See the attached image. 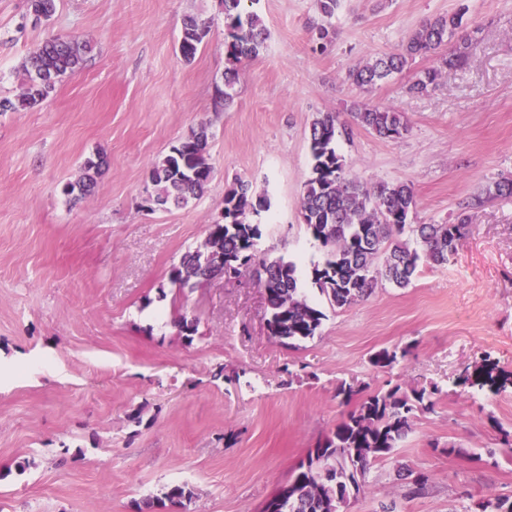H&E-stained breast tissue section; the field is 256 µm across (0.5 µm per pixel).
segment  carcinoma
<instances>
[{
    "label": "carcinoma",
    "mask_w": 512,
    "mask_h": 512,
    "mask_svg": "<svg viewBox=\"0 0 512 512\" xmlns=\"http://www.w3.org/2000/svg\"><path fill=\"white\" fill-rule=\"evenodd\" d=\"M241 2L221 0L227 28V67L224 88H216V93L226 102L232 98L240 64L256 56L267 39L260 17L254 12L242 13ZM28 10L35 21L46 22L56 11V0H28ZM466 13L467 7L462 5L448 16L424 21L401 49L349 70L348 80L364 87L402 71L409 60L439 49L448 35L467 28ZM207 33L206 22L191 16L183 20L180 46L185 61L194 59ZM478 33L479 28L470 29L466 42L444 58L442 66H464L466 43ZM86 49L83 41L58 36L34 45L21 63L26 77L22 93L12 100L0 99V112L39 107L55 90L56 82L81 65ZM439 75L440 69L434 67L422 71L409 91H427ZM351 116L381 139L396 140L409 132L403 113L391 107L357 104ZM348 134V125L337 112H323L314 119L309 134L311 176L304 184L300 204L304 224L327 252L323 264L311 268L312 284L339 309L370 296L383 282L408 287L421 260L436 266L447 263L468 229L466 215L455 224L409 223L417 209L411 186L403 182L368 186L358 180L336 152V140ZM207 139V130L202 127L152 165L149 179L155 204H186L204 194L212 179V168L205 158ZM103 163L101 157L87 160L81 178L67 184L64 192L74 201L90 195ZM269 208L268 198L254 195L250 183L237 182L224 196V223L208 225L204 243L183 254L170 273V281L193 289L215 279L235 278L241 269L258 264L262 270L258 285L265 292L270 313V335L289 345L314 337L325 314L309 301L296 262L259 255L256 243L262 230L248 216ZM456 385L498 393L512 387V372L484 357L465 369ZM362 392L363 388L345 383L336 389L341 404L354 401L356 405L332 434L318 441L295 466L285 482L288 495L277 512H344L349 495L336 492V483L344 488L351 485L353 494H358L371 465L388 458L408 436L417 413L434 408L432 394L424 389L414 390L410 396L398 385L365 396ZM188 496L190 491L185 487L173 486L163 499L144 501L139 512L176 507ZM478 508L480 512H512V500L488 499Z\"/></svg>",
    "instance_id": "obj_1"
}]
</instances>
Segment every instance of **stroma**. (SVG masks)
I'll return each mask as SVG.
<instances>
[{"instance_id": "stroma-1", "label": "stroma", "mask_w": 512, "mask_h": 512, "mask_svg": "<svg viewBox=\"0 0 512 512\" xmlns=\"http://www.w3.org/2000/svg\"><path fill=\"white\" fill-rule=\"evenodd\" d=\"M463 5L479 30L468 62L427 93L407 87L460 35L384 82L349 81L422 21ZM252 9L268 37L226 104L216 96L220 0H60L37 25L27 0H0V98L21 92V62L44 37L91 46L42 106L0 112V512H135L174 485L191 497L171 512H262L341 421L343 383L438 391L347 512H479L484 499L512 498V453L500 445L512 390L473 396L453 384L485 353L512 371V197L491 193L512 175V0H341L330 18L318 0ZM188 15L209 24L190 62L179 52ZM356 103L392 107L410 130L387 141L352 126L336 142L352 174L411 185L413 223L468 214L446 265L420 263L409 287L384 284L343 309L309 288L325 318L292 346L268 332L257 266L191 290L170 283L239 180L271 201L256 217L262 249L305 273L323 262L300 209L309 129ZM201 126L207 191L155 207L150 166ZM99 155L94 193L70 202L65 185ZM477 195L484 203L471 207ZM179 314L195 335L173 326ZM383 349L399 352L392 366L373 364ZM451 443L462 454H448ZM419 474L428 482L415 494Z\"/></svg>"}]
</instances>
